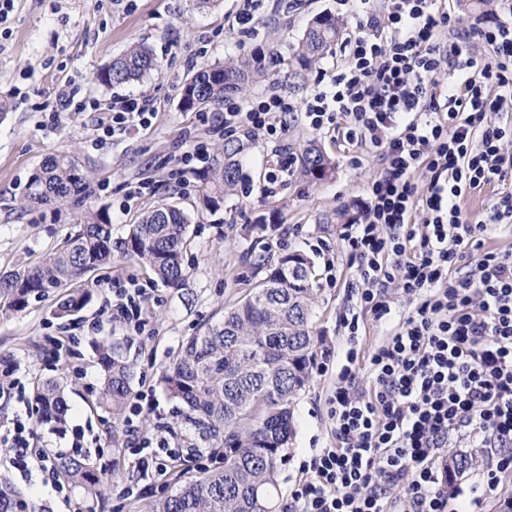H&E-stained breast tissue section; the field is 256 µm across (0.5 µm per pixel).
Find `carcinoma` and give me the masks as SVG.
I'll return each instance as SVG.
<instances>
[{
	"label": "carcinoma",
	"mask_w": 512,
	"mask_h": 512,
	"mask_svg": "<svg viewBox=\"0 0 512 512\" xmlns=\"http://www.w3.org/2000/svg\"><path fill=\"white\" fill-rule=\"evenodd\" d=\"M336 17H315L293 47V57L306 68L332 49L340 37ZM160 68L152 51L132 45L97 71L96 81L114 86L136 81ZM264 75L261 60L241 57L222 66L206 67L186 79L181 106L186 111L224 105L229 92L244 90ZM240 145L224 142L213 164L199 173L205 206L234 194L241 180L234 156ZM304 176L322 179L332 169L330 158L310 144L302 151ZM84 190V177L71 156H52L32 175L26 200L33 206L64 204ZM189 216L160 203L129 225L126 236L112 237V224L97 212L75 226L62 244L33 264L0 271V314L25 310L32 298L57 296L53 315L65 318L90 302L89 291L76 284L91 271L112 264L115 257L148 269L165 286L182 287L186 272L183 253L189 238ZM265 275L248 293L187 337L179 355L161 376L168 396L180 403L182 416L198 439L222 449L224 461L202 468L176 491L153 504L151 512H277L276 481L284 450L294 436L296 398L311 379L316 347L313 330L312 265L299 252L274 264L260 265ZM104 370L97 405L118 421L132 394L133 371L108 342L97 345ZM40 421L62 427L68 403L61 386L33 382ZM52 465L59 479L87 495L103 497L106 484L99 463L86 454L57 452ZM0 512H36L35 503L7 481H0Z\"/></svg>",
	"instance_id": "carcinoma-1"
}]
</instances>
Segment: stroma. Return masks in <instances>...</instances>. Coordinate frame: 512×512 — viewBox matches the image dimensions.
<instances>
[{"label": "stroma", "mask_w": 512, "mask_h": 512, "mask_svg": "<svg viewBox=\"0 0 512 512\" xmlns=\"http://www.w3.org/2000/svg\"><path fill=\"white\" fill-rule=\"evenodd\" d=\"M239 0H15L6 23L8 35L0 40V271L38 261L55 249L83 223L88 212L102 211L114 237L125 236L139 215L159 202L183 209L191 218L190 243L184 257L186 281L174 290L151 279L138 264L117 260L90 272L86 280L90 303L78 314L58 319L49 299L31 300L21 313L0 315V357L16 369V393L0 397V426L18 418L33 423L42 443L53 452L69 451L73 432H81L84 445L104 442L113 449L128 447L129 426L159 437L175 433L184 457L208 452L207 444L189 448L181 405L171 399L161 382L162 370L173 361L186 336L222 308L240 299L255 281L257 255L277 259L301 251L316 274L315 336L317 350H342V321L355 309L348 290L355 281L340 240L343 224L352 215V200L377 172L376 160L363 147L351 145L313 130L303 113L288 115L284 139L293 155L315 142L332 161V170L313 182L300 172L284 175L272 194H264L271 146L265 139L238 133L241 151L236 160L243 175V191L225 197L217 211L206 209L197 184L181 188L172 177L183 153L195 141L209 147L223 144L215 120L216 110L185 112L180 107L184 81L203 66L261 53L269 78L255 79L243 99L278 92L301 102L313 93L320 73L334 72L344 59L335 48L305 70L293 63L291 47L312 19L335 13L336 0H303L293 10L279 0H261L257 35L242 33L234 21ZM133 43L149 46L161 64L159 71L140 80L112 87L94 81L96 69L121 56ZM76 100L109 103L123 97L150 99L154 115L149 128L110 136L99 126L95 112L59 110V93ZM77 157L85 177V193L62 205L32 207L25 202L31 175L51 156ZM145 180L152 192L130 208L121 209L131 185ZM135 282L149 291L152 318L143 333L104 321L99 308L112 294L113 282ZM100 330H93L94 321ZM59 338L66 353L53 360L48 337ZM113 341L131 365L133 390L152 398V408L133 424L113 423L94 401L102 380L94 343L99 337ZM61 377L67 384L68 429L53 432L28 414L32 382ZM329 377L316 375L300 392L295 405V435L285 449L277 481L289 493L301 477L299 464L313 449L332 441L326 400ZM21 489L47 512H148L151 504L173 492V484L139 479L132 465L113 469L105 500L71 490L58 496L45 474H24L0 465V480ZM137 485L136 493L123 489Z\"/></svg>", "instance_id": "obj_1"}]
</instances>
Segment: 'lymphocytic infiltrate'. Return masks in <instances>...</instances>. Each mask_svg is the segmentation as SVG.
I'll use <instances>...</instances> for the list:
<instances>
[{
    "instance_id": "1",
    "label": "lymphocytic infiltrate",
    "mask_w": 512,
    "mask_h": 512,
    "mask_svg": "<svg viewBox=\"0 0 512 512\" xmlns=\"http://www.w3.org/2000/svg\"><path fill=\"white\" fill-rule=\"evenodd\" d=\"M355 25L348 54L303 107L310 126L367 147L378 170L353 203L341 239L361 312L385 328L362 355L359 317L345 319L346 348L326 350L331 445L300 464L289 512H476L512 474V251L486 246L461 199L498 188L492 222L512 223V17L461 25L444 0H339ZM295 103L281 94L224 100V133L281 142ZM106 112L105 132L148 128L147 99L76 102ZM497 113L501 122L489 121ZM424 169L426 183L413 176ZM477 251L474 273L450 270ZM145 289H112L103 310L132 331L147 325ZM407 306L393 320L396 300ZM490 462L469 490H449L445 448L458 433ZM22 420L0 432L19 470L48 471L49 457ZM142 475L174 458L168 439L134 438Z\"/></svg>"
}]
</instances>
